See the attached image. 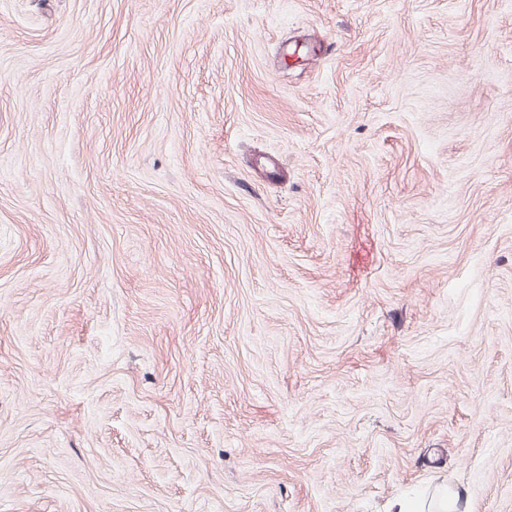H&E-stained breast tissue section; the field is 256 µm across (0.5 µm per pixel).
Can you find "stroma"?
Segmentation results:
<instances>
[{
    "instance_id": "stroma-1",
    "label": "stroma",
    "mask_w": 512,
    "mask_h": 512,
    "mask_svg": "<svg viewBox=\"0 0 512 512\" xmlns=\"http://www.w3.org/2000/svg\"><path fill=\"white\" fill-rule=\"evenodd\" d=\"M512 512V0H0V512ZM461 494L456 489H450L448 496V486H440L435 492L433 498L429 502L423 501L413 507H409L401 499H392L388 512H456L459 507L456 506L460 502Z\"/></svg>"
}]
</instances>
